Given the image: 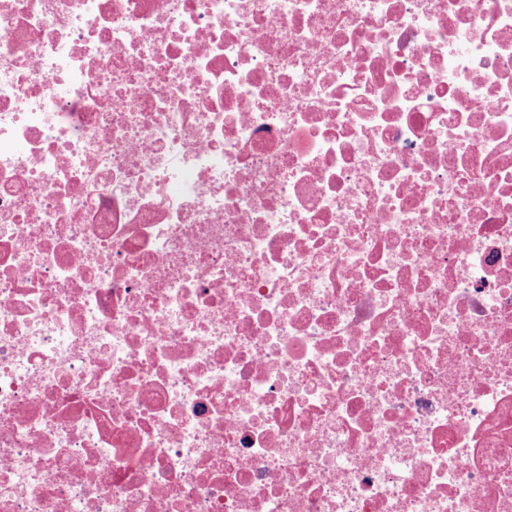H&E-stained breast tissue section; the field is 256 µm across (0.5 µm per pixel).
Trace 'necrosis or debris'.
Instances as JSON below:
<instances>
[{"mask_svg":"<svg viewBox=\"0 0 512 512\" xmlns=\"http://www.w3.org/2000/svg\"><path fill=\"white\" fill-rule=\"evenodd\" d=\"M0 512H512V0H0Z\"/></svg>","mask_w":512,"mask_h":512,"instance_id":"necrosis-or-debris-1","label":"necrosis or debris"}]
</instances>
